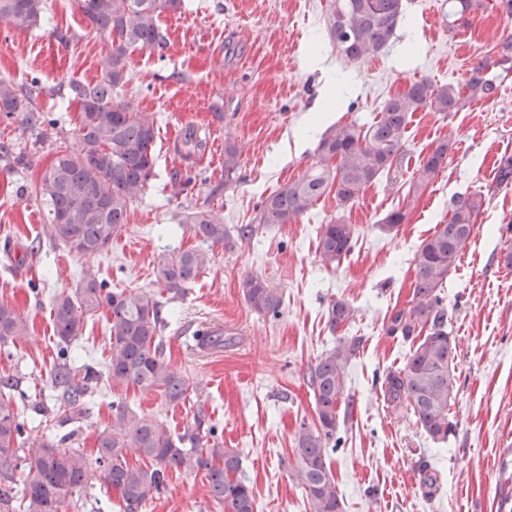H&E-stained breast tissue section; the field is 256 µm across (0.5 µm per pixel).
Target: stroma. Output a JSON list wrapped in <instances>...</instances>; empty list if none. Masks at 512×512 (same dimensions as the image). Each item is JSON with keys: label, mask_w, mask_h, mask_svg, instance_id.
Masks as SVG:
<instances>
[{"label": "stroma", "mask_w": 512, "mask_h": 512, "mask_svg": "<svg viewBox=\"0 0 512 512\" xmlns=\"http://www.w3.org/2000/svg\"><path fill=\"white\" fill-rule=\"evenodd\" d=\"M331 0H184L160 25L168 45L160 53L128 54L124 98L153 115L158 127L155 175L135 201L109 249L84 256L52 244L48 216L33 188L58 151L77 150L80 108L70 83L100 80L103 39L74 0H47L40 26L19 30L0 20V77L20 89L38 85L36 103L48 124L32 127L24 113L0 116V301L27 320L29 333L0 353V377L18 379L30 402L23 415L24 445L41 439L35 404L52 406L51 372L59 344L51 298L76 288L90 270L115 288L156 290L154 267L166 253L199 246L184 215L205 209L224 224H255L264 199L297 179L314 162L318 142L336 123L366 124L383 102L419 80L463 81L479 62L496 60L512 38V18L497 0H483L468 25L449 33L448 0H405L406 19L389 49L362 64L344 61L326 37ZM498 96L460 112L416 113L405 148L403 178L443 139L453 147L442 168L412 206L398 233L381 220L400 196L386 180L367 188L346 209L323 195L289 224L257 227L252 238L214 246V264L164 307L160 339L174 369L190 386L185 403L170 405L154 391L111 387L88 395L86 412L62 426L87 457L121 401L138 414L166 421L173 433L205 427L235 449L252 486L255 512H308L292 474V452L302 421L315 418L308 371L336 341L327 324L331 303L355 310L347 329L360 349L348 367L349 406L340 413L332 470L343 512H501L512 495V187H496L494 163L512 155V72L498 71ZM205 129V152L183 159L175 145L188 126ZM241 151L238 182H224V144ZM189 179L173 196L171 176ZM485 198L470 244L444 288L448 329L457 344L458 391L453 430L435 442L402 414L388 411L377 379L399 367L407 343L384 336L388 309L411 294L412 258L437 224L448 219L453 196ZM355 225L352 253L338 268L316 253L319 225L333 219ZM251 276L282 291L279 316L248 305L243 283ZM106 311L88 317L79 340L83 363L108 355ZM224 326L223 345L201 350L193 331ZM439 471L433 497L420 489L422 465ZM143 512H224L209 494L204 471L173 470L160 498Z\"/></svg>", "instance_id": "1"}]
</instances>
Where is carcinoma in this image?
<instances>
[{
	"mask_svg": "<svg viewBox=\"0 0 512 512\" xmlns=\"http://www.w3.org/2000/svg\"><path fill=\"white\" fill-rule=\"evenodd\" d=\"M89 26L105 41L102 77L95 84L72 82L69 90L81 109L80 148L57 153L40 175L34 192L48 206L47 235L53 242L82 255L101 253L128 223L132 202L142 195L154 176L157 128L153 116L140 112L121 98L126 84L125 57L129 50L161 52L167 46L159 19L177 12L183 0H76ZM480 0H448V27L464 21ZM47 9L46 0H0V19L21 29L37 27ZM403 17V0H334L327 35L348 62L364 63L385 50L395 38ZM488 66L470 70L462 83L434 86L421 81L388 98L369 124H336L322 135L316 161L296 180L282 184L262 202L256 224L229 229L208 210L185 215L194 236L210 247L224 244L236 232L245 240L256 225L290 224L306 213L325 193L333 192L338 207L354 203L384 176L397 184L396 175L408 164L406 133L417 112H458L472 101L491 100L499 86L487 74ZM27 113L37 126L47 117L32 103V93L0 77V115ZM206 139L189 128L179 151L189 158L205 150ZM449 142H439L412 172L404 205L382 219L388 234L398 232L410 207L448 158ZM240 167L236 144L224 142V185L231 184ZM496 187L512 186V155L497 162ZM483 206V197L452 198L448 221L435 225L413 257L411 299L394 306L384 317L385 335L411 344L401 366L383 373L380 396L386 409L409 414L421 431L436 442L448 440L450 407L455 398L456 342L448 332V310L442 292L448 273L468 245ZM357 228L341 219L318 228L317 252L327 266L340 265L353 251ZM212 257L191 248L162 255L155 266L156 282L179 295L210 268ZM245 299L258 314L277 316L283 293L259 277L245 283ZM165 301L160 294L124 288L117 290L93 273L70 293L51 302L53 327L61 361L51 380L55 404L45 418L63 424L67 412L84 404V397L101 377L114 387L155 390L169 404L188 398L189 384L165 356L160 331ZM109 312V354L102 368L87 365L84 375L74 372L70 344L82 336L86 317L101 309ZM355 310L345 301L328 308V326L336 333L347 329ZM27 322L9 303H0V349L16 345L27 335ZM359 339L336 337V345L322 353L309 369L317 419L300 423L293 452L298 458L294 478L303 489L310 512H343L328 462L336 440L339 409L346 399L347 369ZM11 378L0 379V512H74L80 508V490L88 470L79 448L64 447V439L44 441L22 455L21 404ZM115 420L98 438L95 462L103 487L118 494L124 512H141L165 490L172 469L203 470L211 497L224 512H255L252 487L239 476L238 454L215 440L202 441L200 427L173 435L164 422L138 416L123 403L112 404ZM137 455L150 464L131 463ZM19 478H14V472ZM420 487L426 497L440 486L438 471L425 465Z\"/></svg>",
	"mask_w": 512,
	"mask_h": 512,
	"instance_id": "cac0c4a2",
	"label": "carcinoma"
}]
</instances>
